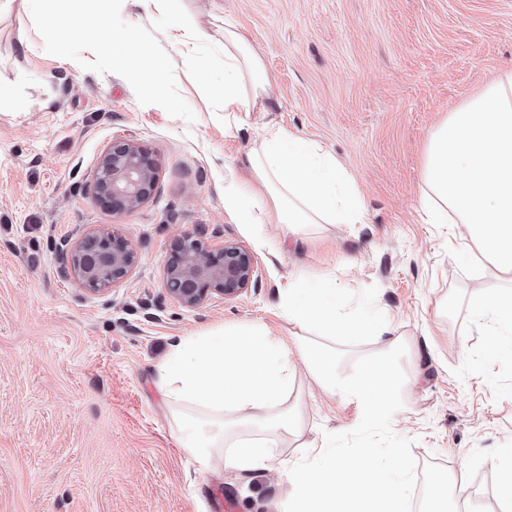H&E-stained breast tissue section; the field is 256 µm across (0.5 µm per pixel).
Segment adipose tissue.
I'll return each mask as SVG.
<instances>
[{"label":"adipose tissue","instance_id":"1","mask_svg":"<svg viewBox=\"0 0 512 512\" xmlns=\"http://www.w3.org/2000/svg\"><path fill=\"white\" fill-rule=\"evenodd\" d=\"M99 55L117 54L144 83L156 82L162 58L147 57L131 33L98 38ZM269 80L263 62L239 28L224 25V109L215 115L225 131L240 128L241 113L267 111ZM252 179L230 189L227 204L245 224H282L299 235L309 224H361L364 204L345 166L317 143L280 126L258 137L248 155ZM421 200L428 224H458L473 245L471 257L493 276L512 273V70L450 112L432 133ZM269 197L272 208L257 206ZM331 280L297 276L280 314L319 336L393 332L374 304L347 313L336 303ZM489 321L492 357L512 362V289L498 288L472 305ZM327 393L357 402L366 422L383 424L396 412L387 367L368 363L353 380L336 375V354L295 338L285 344L266 326L244 324L168 346L156 371L184 448L203 469L268 468L293 423L288 406L297 363Z\"/></svg>","mask_w":512,"mask_h":512}]
</instances>
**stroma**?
Masks as SVG:
<instances>
[{"label": "stroma", "mask_w": 512, "mask_h": 512, "mask_svg": "<svg viewBox=\"0 0 512 512\" xmlns=\"http://www.w3.org/2000/svg\"><path fill=\"white\" fill-rule=\"evenodd\" d=\"M202 38L186 47L173 19L123 0H0V512H205L215 493L235 512H284L289 469L324 433L361 420L353 402L297 370V423L270 468L201 470L181 448L156 365L169 344L218 326L293 328L279 315L290 277L334 279L341 303L374 302L394 344L337 338L336 373L386 362L396 434L418 465H442L459 512H503L498 452L512 442V367L488 356L471 306L503 287L464 254L452 224L423 223L430 136L449 112L512 68V0H184ZM78 13L64 34L51 16ZM233 20L271 79L270 109L225 134L209 115L224 83V22ZM120 26L165 62L160 108L111 59L85 69L91 39ZM283 126L336 155L363 197L362 224H323L295 238L240 223L227 188L264 128ZM117 139L147 147L158 169L149 200L102 205L94 174ZM118 226L137 253L123 282L92 294L59 272L83 232ZM249 248L257 279L240 296L183 307L163 287L169 247L186 231Z\"/></svg>", "instance_id": "35a3bbf8"}]
</instances>
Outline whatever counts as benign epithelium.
Returning <instances> with one entry per match:
<instances>
[{"instance_id":"obj_1","label":"benign epithelium","mask_w":512,"mask_h":512,"mask_svg":"<svg viewBox=\"0 0 512 512\" xmlns=\"http://www.w3.org/2000/svg\"><path fill=\"white\" fill-rule=\"evenodd\" d=\"M156 185V171L146 149L129 139L116 140L101 156L95 188L117 211H129L146 201ZM137 261L131 244L117 230L100 227L80 235L64 252L62 275L93 294H103L125 280ZM253 253L242 245L207 244L200 231L176 237L165 268L168 294L187 308L211 295L226 299L241 295L255 280Z\"/></svg>"}]
</instances>
